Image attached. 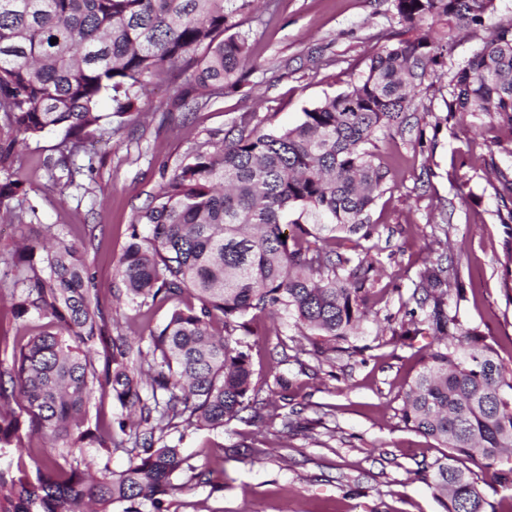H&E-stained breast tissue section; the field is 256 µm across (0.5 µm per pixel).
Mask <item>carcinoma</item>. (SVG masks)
<instances>
[{
  "label": "carcinoma",
  "mask_w": 512,
  "mask_h": 512,
  "mask_svg": "<svg viewBox=\"0 0 512 512\" xmlns=\"http://www.w3.org/2000/svg\"><path fill=\"white\" fill-rule=\"evenodd\" d=\"M231 0H0V171L18 137L47 128L64 132L55 165L68 168L93 137L117 132L146 84L206 54L191 74L205 96L238 85L250 61L248 36L234 33ZM413 36L373 56L351 89L327 96L286 129L262 131L244 115L213 151L176 169L141 207L115 271L136 308L188 294L150 334L147 348L106 334L97 289L74 242L56 240L40 262L36 246L14 254L17 319L35 314L56 331L32 336L0 370V402L20 396L26 419L0 417V449L22 448L37 433L55 441L35 476L0 471V512H170L182 471L187 483H210L184 466L171 434L183 426L222 429L235 419H274L255 407L250 315L284 312L336 350L367 317L376 261L326 248L329 234L364 227L389 170L367 149L376 135L408 123L415 92L445 67L457 33L483 24L494 0H393ZM56 38L58 42L51 43ZM112 111H100L103 97ZM446 112L496 115L512 124V24L460 67ZM7 174L0 207L22 191ZM298 211L325 223L314 228ZM286 239H281V236ZM448 268H424L412 299L422 319L402 331L433 338L401 408L405 426L446 449L430 465L444 512H495L479 477L463 465L479 460L496 482L512 487V367L475 328L448 340L457 316L448 310ZM220 318L224 334L214 333ZM101 344L98 373L84 347ZM108 389L126 418L119 431L142 449L123 471L91 474L87 449L122 447L86 426L95 389Z\"/></svg>",
  "instance_id": "1"
}]
</instances>
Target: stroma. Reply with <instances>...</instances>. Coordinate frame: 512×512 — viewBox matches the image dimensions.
<instances>
[{"label": "stroma", "instance_id": "35a3bbf8", "mask_svg": "<svg viewBox=\"0 0 512 512\" xmlns=\"http://www.w3.org/2000/svg\"><path fill=\"white\" fill-rule=\"evenodd\" d=\"M483 27L459 35L447 65L416 95L409 125L379 133L371 150L391 171L370 212L369 238L337 233L330 248L350 259L367 254L379 272L368 282L370 315L348 341L349 353L318 356L283 316L253 319V384L277 403L274 421H231L224 429L189 428L180 443L189 465L210 483L172 497L175 512H442L427 467L436 442L405 427L402 396L427 354L428 337L407 341L410 296L426 263L446 259L462 282L448 306L461 327L490 336L512 367V220L498 195L512 174V125L482 113L447 118L445 101L458 67L481 51L495 28L512 24V0H495ZM234 31L248 35L251 61L237 89L186 111V73L148 85L141 109L113 136L75 156V173L56 167L64 133L29 138L11 171L23 193L0 208V278L17 243L45 232L86 245L85 259L109 325L130 342H149L168 305L136 308L112 296L114 273L138 208L160 191L196 150L222 144L242 113L262 130L295 124L304 110L348 90L369 59L403 34L393 0H231ZM35 211L34 223L18 213ZM52 328L48 319L13 314L0 290V336L26 343ZM290 382L280 397L277 377ZM260 444L265 456L242 459L236 444Z\"/></svg>", "mask_w": 512, "mask_h": 512}]
</instances>
